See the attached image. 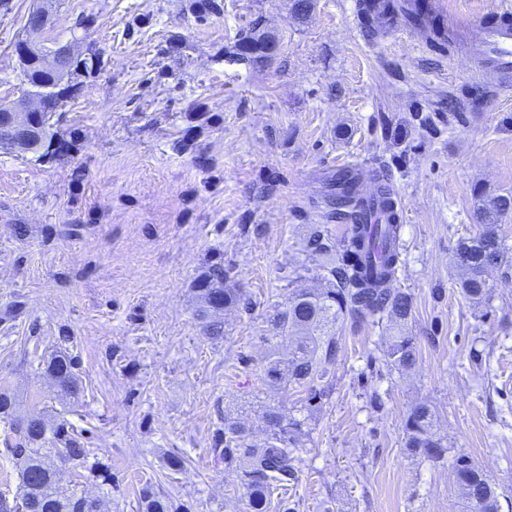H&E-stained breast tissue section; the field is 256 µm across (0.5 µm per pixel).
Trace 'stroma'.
Wrapping results in <instances>:
<instances>
[{
  "mask_svg": "<svg viewBox=\"0 0 512 512\" xmlns=\"http://www.w3.org/2000/svg\"><path fill=\"white\" fill-rule=\"evenodd\" d=\"M0 7V103L23 87L14 48L27 14L48 38L95 45L101 70L78 76L53 119L70 149L43 160L0 151V391L22 416L72 436L109 470L57 463L59 486L101 512H142L141 490L179 512H244L235 471L212 452L225 419L264 435V406L292 414L301 394L269 385L268 318L290 289L323 287L315 225L346 227L326 201L338 165L360 166L363 193L385 171L402 200L395 288L413 297L415 368H387V320L337 324L334 391L311 411L297 483L273 512H462L451 462L467 454L512 512V266L492 296L460 292L458 242L479 231L487 196L512 193V90L476 76L471 36L447 51L431 32L380 27L366 37L357 0H7ZM269 38L263 55L245 36ZM230 267L244 302L211 340L195 288ZM78 361L77 398L45 371ZM420 402L451 454L404 446ZM186 460L170 471L167 456Z\"/></svg>",
  "mask_w": 512,
  "mask_h": 512,
  "instance_id": "35a3bbf8",
  "label": "stroma"
}]
</instances>
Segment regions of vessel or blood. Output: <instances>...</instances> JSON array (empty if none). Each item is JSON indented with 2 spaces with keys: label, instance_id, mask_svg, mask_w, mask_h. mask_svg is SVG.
Segmentation results:
<instances>
[{
  "label": "vessel or blood",
  "instance_id": "b4317fda",
  "mask_svg": "<svg viewBox=\"0 0 512 512\" xmlns=\"http://www.w3.org/2000/svg\"><path fill=\"white\" fill-rule=\"evenodd\" d=\"M428 17L435 25L449 24L445 0H407L402 15L393 19L396 27L411 23L412 14ZM480 73H494L503 88L512 87V10L496 11L493 20H481L477 51L473 56Z\"/></svg>",
  "mask_w": 512,
  "mask_h": 512
}]
</instances>
